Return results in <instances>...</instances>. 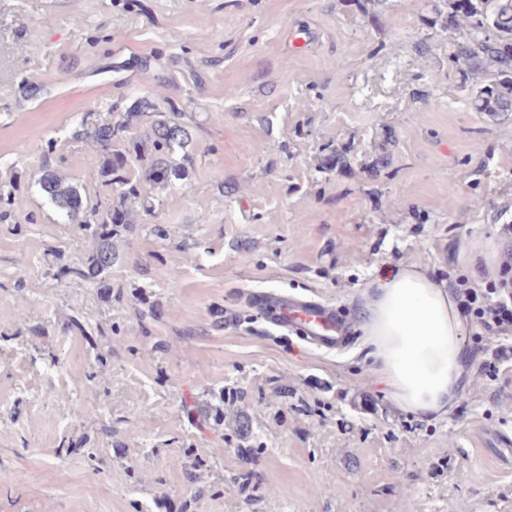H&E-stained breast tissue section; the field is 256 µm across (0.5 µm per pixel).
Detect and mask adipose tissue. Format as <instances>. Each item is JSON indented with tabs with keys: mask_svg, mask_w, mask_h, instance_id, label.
Segmentation results:
<instances>
[{
	"mask_svg": "<svg viewBox=\"0 0 512 512\" xmlns=\"http://www.w3.org/2000/svg\"><path fill=\"white\" fill-rule=\"evenodd\" d=\"M363 326L371 376L399 407L446 414L466 385L461 319L451 288L419 269L387 270L368 286Z\"/></svg>",
	"mask_w": 512,
	"mask_h": 512,
	"instance_id": "obj_1",
	"label": "adipose tissue"
}]
</instances>
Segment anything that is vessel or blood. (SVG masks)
<instances>
[{
    "instance_id": "vessel-or-blood-1",
    "label": "vessel or blood",
    "mask_w": 512,
    "mask_h": 512,
    "mask_svg": "<svg viewBox=\"0 0 512 512\" xmlns=\"http://www.w3.org/2000/svg\"><path fill=\"white\" fill-rule=\"evenodd\" d=\"M247 302L269 330L297 336L323 352H335L353 339L354 319L324 300L255 291L248 293Z\"/></svg>"
}]
</instances>
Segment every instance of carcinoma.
I'll list each match as a JSON object with an SVG mask.
<instances>
[{
	"instance_id": "carcinoma-1",
	"label": "carcinoma",
	"mask_w": 512,
	"mask_h": 512,
	"mask_svg": "<svg viewBox=\"0 0 512 512\" xmlns=\"http://www.w3.org/2000/svg\"><path fill=\"white\" fill-rule=\"evenodd\" d=\"M432 27L448 41V60L457 68L459 85L469 92L472 108L495 119L512 112V0H434ZM147 116L150 125L134 130ZM73 138L90 143L100 164L86 178L105 187L108 195L95 200L80 191L79 176L65 175L45 165L36 180L46 199L79 224L96 246L62 274L112 290L113 239L138 223L139 212L155 205L142 196L140 180L128 170V160L141 164L144 179L166 188L186 179L193 143L190 127L179 112H165L149 96L141 97L119 119L102 120L87 113ZM183 152L174 161L175 149Z\"/></svg>"
}]
</instances>
